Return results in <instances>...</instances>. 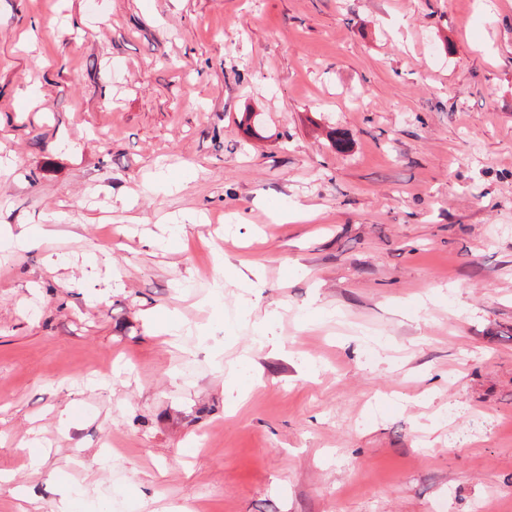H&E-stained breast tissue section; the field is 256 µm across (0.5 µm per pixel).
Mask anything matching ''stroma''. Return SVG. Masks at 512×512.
Masks as SVG:
<instances>
[{"mask_svg": "<svg viewBox=\"0 0 512 512\" xmlns=\"http://www.w3.org/2000/svg\"><path fill=\"white\" fill-rule=\"evenodd\" d=\"M39 223L0 512H512V0H0Z\"/></svg>", "mask_w": 512, "mask_h": 512, "instance_id": "35a3bbf8", "label": "stroma"}]
</instances>
